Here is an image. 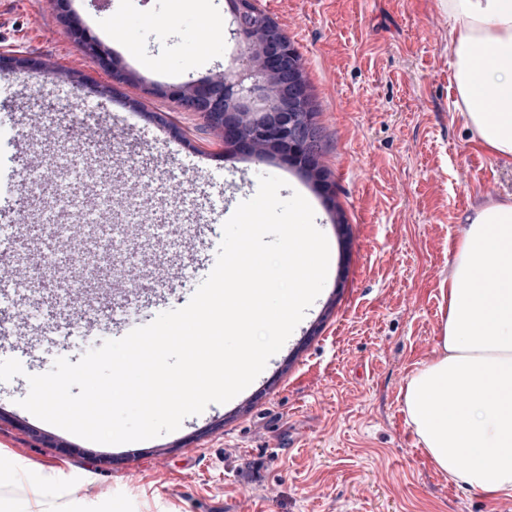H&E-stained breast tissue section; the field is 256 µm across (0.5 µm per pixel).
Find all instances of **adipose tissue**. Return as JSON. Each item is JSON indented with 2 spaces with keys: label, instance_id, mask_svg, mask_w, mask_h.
<instances>
[{
  "label": "adipose tissue",
  "instance_id": "ef3b65f1",
  "mask_svg": "<svg viewBox=\"0 0 512 512\" xmlns=\"http://www.w3.org/2000/svg\"><path fill=\"white\" fill-rule=\"evenodd\" d=\"M440 2L455 105L474 138L512 163V0ZM479 48L488 56L480 70ZM441 291L437 351L408 378L403 411L449 482L511 496L512 202L474 209Z\"/></svg>",
  "mask_w": 512,
  "mask_h": 512
}]
</instances>
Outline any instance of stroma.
Returning <instances> with one entry per match:
<instances>
[{
  "mask_svg": "<svg viewBox=\"0 0 512 512\" xmlns=\"http://www.w3.org/2000/svg\"><path fill=\"white\" fill-rule=\"evenodd\" d=\"M255 5L301 57L332 199L150 94L223 76L239 53L226 0H120L123 36L98 0H70L88 37L114 53L134 37L160 63L121 58L135 79L111 95L56 0H0V53L37 63L0 75V360L25 370L0 382V458L21 466L0 469V512H36L30 470L58 512H512V497L449 484L402 410L408 375L435 355L441 284L467 216L512 202V165L455 106L447 15L439 0ZM69 74L88 87L73 89ZM251 171L301 189L330 247L322 292L266 370L141 442H90L20 407L26 374L78 362L189 302ZM62 185L97 192L105 223L45 208ZM106 246L111 272H92L87 254ZM160 264L178 269L173 287H158ZM81 311L93 319L77 322ZM80 483L95 492L71 501Z\"/></svg>",
  "mask_w": 512,
  "mask_h": 512,
  "instance_id": "stroma-1",
  "label": "stroma"
}]
</instances>
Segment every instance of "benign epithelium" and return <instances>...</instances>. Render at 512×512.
Masks as SVG:
<instances>
[{"label":"benign epithelium","instance_id":"benign-epithelium-1","mask_svg":"<svg viewBox=\"0 0 512 512\" xmlns=\"http://www.w3.org/2000/svg\"><path fill=\"white\" fill-rule=\"evenodd\" d=\"M233 16V35L244 46L247 60L238 69L224 70L215 80L191 81L174 90L187 110L199 112L213 127L221 130L224 144L272 153L294 166L312 168L310 152L317 144L313 129L303 131L300 109L307 91L298 73L295 49L284 31L263 21L253 9V0H229ZM61 17L81 49L99 59L111 75V84L99 90L109 94L133 80V75L112 58L99 41L84 36L79 21L72 15L68 0H58ZM34 66L20 56H0V74ZM276 85V95L269 93Z\"/></svg>","mask_w":512,"mask_h":512}]
</instances>
